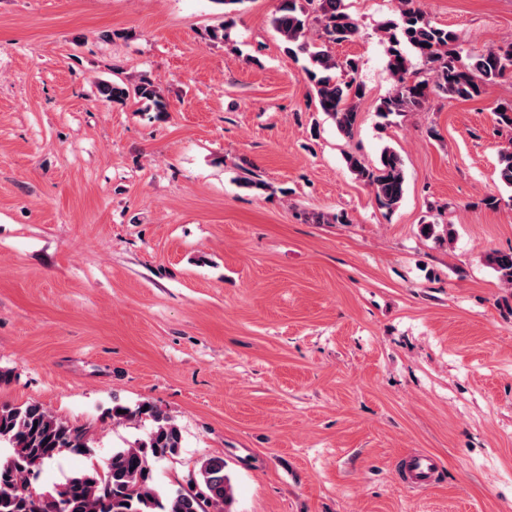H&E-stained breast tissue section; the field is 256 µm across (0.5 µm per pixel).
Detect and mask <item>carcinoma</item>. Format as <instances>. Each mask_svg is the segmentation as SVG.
<instances>
[{
    "label": "carcinoma",
    "instance_id": "1",
    "mask_svg": "<svg viewBox=\"0 0 512 512\" xmlns=\"http://www.w3.org/2000/svg\"><path fill=\"white\" fill-rule=\"evenodd\" d=\"M399 22L386 28L388 66L396 78L394 92L379 107L383 118L419 110L432 94L473 100L484 86L512 75V42L498 45L463 61L456 50L455 31L433 22L419 0H399ZM272 27L288 54L307 57L304 73L312 85L321 111L349 138L358 125V102L365 87L357 81L358 64L340 61L332 46L356 38L360 29L346 12L344 0H279ZM318 28L321 43L309 39ZM421 62L412 67L408 53ZM100 97L123 102L131 97L146 103V109L167 111L158 87L143 78L133 86L110 81L98 85ZM347 164L366 182L377 204L396 208L405 193L404 162L391 148L382 151L378 164L369 167L357 155ZM499 180L512 189V148L500 153ZM489 264L512 284V252H492ZM148 419L152 428L134 445L114 448L103 464H92L71 473L49 490L31 487L28 477L36 467L53 462L64 450L87 454L88 430L70 425L39 404L0 407V444L9 448L0 462V512H231L235 500L232 480L222 457L201 461L196 488L164 491L154 476L156 464L176 456L182 448V431L176 420L156 405L142 402L135 408L112 406V419Z\"/></svg>",
    "mask_w": 512,
    "mask_h": 512
}]
</instances>
